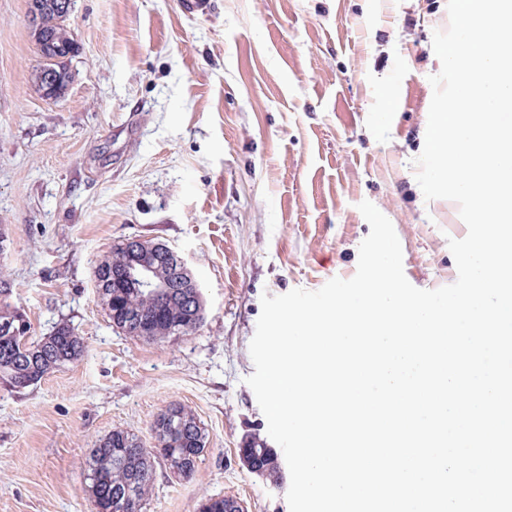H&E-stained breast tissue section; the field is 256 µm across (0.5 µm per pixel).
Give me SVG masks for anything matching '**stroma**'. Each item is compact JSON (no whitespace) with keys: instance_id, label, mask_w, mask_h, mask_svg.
Masks as SVG:
<instances>
[{"instance_id":"stroma-1","label":"stroma","mask_w":512,"mask_h":512,"mask_svg":"<svg viewBox=\"0 0 512 512\" xmlns=\"http://www.w3.org/2000/svg\"><path fill=\"white\" fill-rule=\"evenodd\" d=\"M73 0L78 45L46 99L28 0H0V273L31 334L70 325L82 357L36 385L0 383V512H96L86 460L122 428L153 447L156 415L191 408L209 436L194 473L157 467L148 512H289V478L238 450L267 437L246 382L261 297L352 278L372 202L408 281L457 279V204L416 180L447 0ZM140 236L176 250L206 318L163 343L113 328L102 255Z\"/></svg>"}]
</instances>
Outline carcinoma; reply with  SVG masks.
<instances>
[{"label":"carcinoma","instance_id":"cac0c4a2","mask_svg":"<svg viewBox=\"0 0 512 512\" xmlns=\"http://www.w3.org/2000/svg\"><path fill=\"white\" fill-rule=\"evenodd\" d=\"M44 35L54 44L72 40L71 30L61 10L53 7L59 0H43ZM127 249L120 243L96 264L94 275L104 277L107 296L103 305L113 325L138 336L131 327V318L138 317L150 325L146 340L164 342L173 337L178 324L191 320L193 315H205L204 303H189L179 297L165 302L144 288H115L112 269L124 264ZM31 324L20 309L5 303L0 306V380L6 385L30 387L48 373L77 360L83 352V342L67 324L57 326L49 335L39 339L30 336ZM200 421L194 412L173 403L161 411L152 427L155 440L169 449L163 464L172 472L193 473L189 457H199L206 444L199 443ZM245 447L254 450L252 467L269 476H281V464L275 449L252 435ZM156 474V458L146 453L141 439L124 429L115 428L90 450L86 481L96 500L99 512H147ZM133 491L137 506L121 505L127 491Z\"/></svg>","mask_w":512,"mask_h":512}]
</instances>
